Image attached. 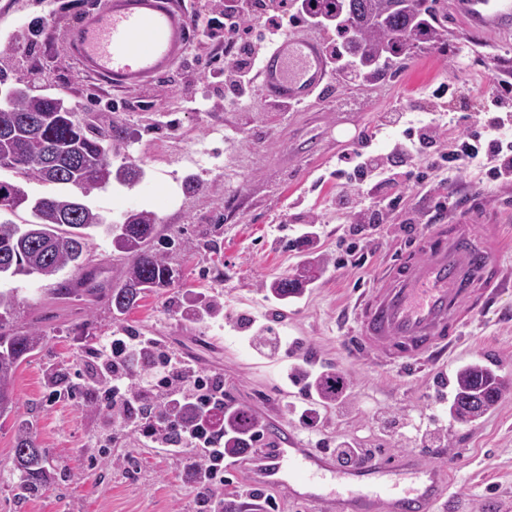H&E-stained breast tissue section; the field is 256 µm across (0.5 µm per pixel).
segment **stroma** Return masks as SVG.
Masks as SVG:
<instances>
[{"mask_svg": "<svg viewBox=\"0 0 512 512\" xmlns=\"http://www.w3.org/2000/svg\"><path fill=\"white\" fill-rule=\"evenodd\" d=\"M92 0H0V69L30 81L36 93L57 94L80 118L105 127L117 123L128 137L111 153L113 166L134 160L143 170L133 186L114 184L92 192L87 204L106 222L148 210L160 219L157 249L176 271L172 289L147 295L125 322L113 321L107 303L75 300L46 322L45 349L22 363L13 384L14 414L0 418V512H201L200 489L183 478L186 452L150 447L136 425L109 426L84 402H51L49 367L68 380L88 377L90 359L78 356L73 322L91 320L94 338L124 329L153 338L197 372L216 377L231 404L252 409L266 424L296 428L300 438L373 448L393 456L410 448L446 466L452 497L443 512H512V386L494 409L471 424L448 415L455 370L492 357L501 376L512 377V287L496 294L477 315L446 363L405 374L351 355L342 318L380 268L407 248L426 224L464 217L503 225L512 244V181L492 186L482 199L468 196L481 180L471 168L453 179L432 173L429 182L405 184L410 160L389 153L387 121L403 109L413 119H432L443 137L457 135V118L488 108L497 91L500 112L512 114V34L470 30L454 14H440L448 31L440 45L416 49L369 84L337 65L317 91L315 104L285 112L261 96L225 101L210 76L184 85L179 72L136 92H117L83 76L67 55L64 33ZM452 95L434 97L440 83ZM205 149L200 162L191 151ZM361 150L388 153V168L403 182L402 203L387 223L362 244L365 264L336 267L353 222V210L371 207L359 195L353 210L336 200V170L344 155ZM200 191L186 192L187 177ZM449 207L434 214L438 197ZM313 228L325 259L321 277L297 298L281 300L267 283L292 273L307 258L294 243ZM55 282L39 276L0 280L15 291V325L24 329L41 313ZM218 297L220 311L198 320L190 315L199 294ZM283 337V349L263 343L262 333ZM330 370L349 384L343 403L321 408L319 434L298 426L292 405L316 402L287 369ZM29 425L55 463L56 479L35 498H15L9 468L18 424Z\"/></svg>", "mask_w": 512, "mask_h": 512, "instance_id": "stroma-1", "label": "stroma"}]
</instances>
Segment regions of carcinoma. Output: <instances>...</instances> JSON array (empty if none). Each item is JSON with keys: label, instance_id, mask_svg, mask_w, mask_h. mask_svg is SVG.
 <instances>
[{"label": "carcinoma", "instance_id": "1", "mask_svg": "<svg viewBox=\"0 0 512 512\" xmlns=\"http://www.w3.org/2000/svg\"><path fill=\"white\" fill-rule=\"evenodd\" d=\"M309 12L319 17L318 24L333 25L340 39L342 54L349 65L368 80L384 77L387 64L405 57L421 44L436 45L447 39L448 31L440 24L442 0H314ZM0 72V85H8L9 101L0 104V158L17 157L11 168L13 178H0V200L21 199L17 209H33L35 221L20 226L0 222V277L39 275L52 278L69 268L74 279L53 289L59 299L86 297L94 302L106 299L112 319L122 321L150 293L169 288L175 270L167 255L157 250L158 217L150 211H129L119 224H106L84 198L95 189L112 182L130 184L140 175V166L131 161L114 169L109 153L124 139L125 130L112 125L93 132L76 119L75 113L57 95H35L31 84L22 79L8 83ZM37 180L66 188L63 193L31 200L22 183ZM104 228L113 236L115 249L126 260L123 279L113 284L98 280V271L88 266L87 248L90 231ZM323 263L306 261L291 275L269 284L280 299L295 298L318 279ZM18 301L12 291H0V418L15 411L17 402L13 381L17 368L40 353L46 344L43 330L31 328L12 332L8 317ZM321 405L334 401L336 374L321 377L316 383ZM506 386L492 366L473 361L459 367L453 377L449 417L456 423L469 424L483 417L500 400ZM88 407L106 415L114 423L126 424L125 411H113L93 401ZM154 417L168 429V439H177V420L171 409L148 406ZM230 423L235 433H245L254 425L251 411L233 414ZM13 491L19 499L28 498L47 485L50 471L46 449L40 447L33 430L17 427L14 440Z\"/></svg>", "mask_w": 512, "mask_h": 512}]
</instances>
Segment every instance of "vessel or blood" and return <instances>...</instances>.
<instances>
[{
	"instance_id": "obj_1",
	"label": "vessel or blood",
	"mask_w": 512,
	"mask_h": 512,
	"mask_svg": "<svg viewBox=\"0 0 512 512\" xmlns=\"http://www.w3.org/2000/svg\"><path fill=\"white\" fill-rule=\"evenodd\" d=\"M476 30L512 27V0H448ZM189 11L184 0H102L65 34L80 70L115 90H139L186 54ZM262 97L283 104L309 100L327 78L320 39L296 32L278 38L260 64ZM502 227L432 224L357 300L346 337L353 355L412 368L440 364L475 313L500 288ZM264 448L232 460L260 490H283L310 512H437L450 495L446 468L413 449L345 467L322 448L301 442L287 426L266 430Z\"/></svg>"
}]
</instances>
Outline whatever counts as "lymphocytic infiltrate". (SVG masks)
<instances>
[{"label": "lymphocytic infiltrate", "mask_w": 512, "mask_h": 512, "mask_svg": "<svg viewBox=\"0 0 512 512\" xmlns=\"http://www.w3.org/2000/svg\"><path fill=\"white\" fill-rule=\"evenodd\" d=\"M191 22L198 32V48L220 44L222 55L213 57V69L229 78H242L246 83L257 81V60L268 43L299 23L286 0L270 6L267 0H226L224 16L217 19L192 15ZM437 130L431 122H408L394 141L395 149L416 158L417 165L409 176L424 181L429 171L441 170L456 175L461 170L483 168V184L512 179V124L495 113H484L478 125L453 138L451 145L426 160H419V150L426 140H435ZM347 168L336 171L337 180L344 184L354 181H374L381 190L380 206L394 211L400 202L392 178L386 176L380 156L356 152L347 158ZM156 366L161 371L157 381L159 391L172 393L192 410L183 414L179 423V442L184 447L201 451L212 460L203 476L204 482L220 488L224 485V418L233 409L224 401V387L213 378L188 370L167 350L155 351Z\"/></svg>", "instance_id": "lymphocytic-infiltrate-1"}]
</instances>
